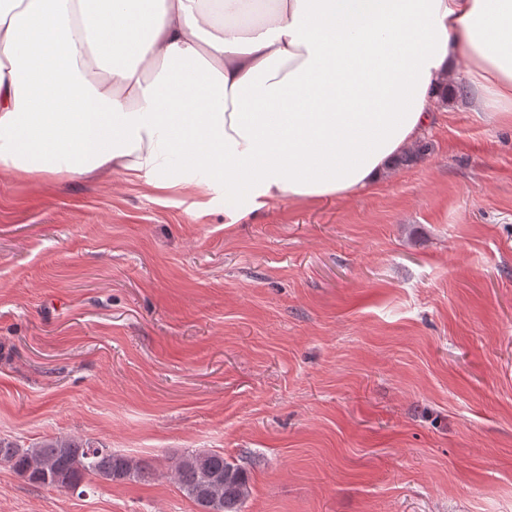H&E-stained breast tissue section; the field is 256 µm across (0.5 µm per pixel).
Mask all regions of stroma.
Here are the masks:
<instances>
[{
    "label": "stroma",
    "instance_id": "stroma-1",
    "mask_svg": "<svg viewBox=\"0 0 512 512\" xmlns=\"http://www.w3.org/2000/svg\"><path fill=\"white\" fill-rule=\"evenodd\" d=\"M460 101L375 187L234 224L119 175L0 180V438L152 466L80 497L0 465V512H199L191 451L247 472L242 512H512V124Z\"/></svg>",
    "mask_w": 512,
    "mask_h": 512
}]
</instances>
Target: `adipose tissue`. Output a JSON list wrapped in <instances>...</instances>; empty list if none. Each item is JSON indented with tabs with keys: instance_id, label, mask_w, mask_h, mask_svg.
Segmentation results:
<instances>
[{
	"instance_id": "ef3b65f1",
	"label": "adipose tissue",
	"mask_w": 512,
	"mask_h": 512,
	"mask_svg": "<svg viewBox=\"0 0 512 512\" xmlns=\"http://www.w3.org/2000/svg\"><path fill=\"white\" fill-rule=\"evenodd\" d=\"M457 72L512 120V0H0V176L346 198Z\"/></svg>"
}]
</instances>
